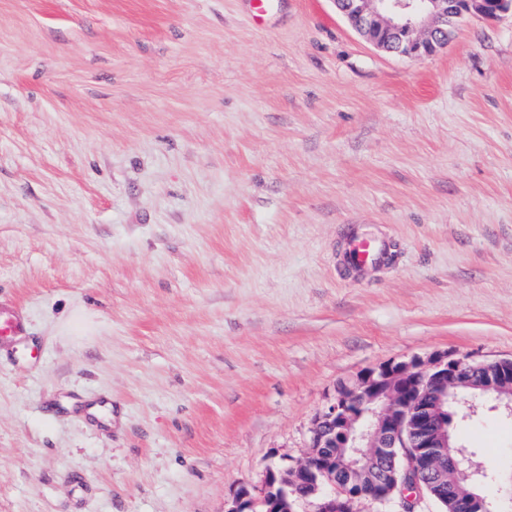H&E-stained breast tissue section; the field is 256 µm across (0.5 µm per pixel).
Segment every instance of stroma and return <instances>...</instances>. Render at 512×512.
<instances>
[{"label": "stroma", "instance_id": "35a3bbf8", "mask_svg": "<svg viewBox=\"0 0 512 512\" xmlns=\"http://www.w3.org/2000/svg\"><path fill=\"white\" fill-rule=\"evenodd\" d=\"M10 305L0 512H226L360 372L512 359V17L401 57L332 0H0ZM456 432L512 476L493 399ZM348 259L357 268L384 262L388 256L387 245L378 239H369L351 230L348 236Z\"/></svg>", "mask_w": 512, "mask_h": 512}]
</instances>
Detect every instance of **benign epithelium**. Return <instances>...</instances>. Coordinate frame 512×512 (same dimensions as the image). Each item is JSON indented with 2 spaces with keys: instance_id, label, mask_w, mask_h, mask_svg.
Instances as JSON below:
<instances>
[{
  "instance_id": "benign-epithelium-1",
  "label": "benign epithelium",
  "mask_w": 512,
  "mask_h": 512,
  "mask_svg": "<svg viewBox=\"0 0 512 512\" xmlns=\"http://www.w3.org/2000/svg\"><path fill=\"white\" fill-rule=\"evenodd\" d=\"M337 12L379 50L403 57L432 55L448 44L466 18L497 20L512 14V0H333ZM499 401L512 396V359L475 367L453 352L393 360L340 386L311 428L305 457L269 468L262 486L235 498L226 512H359L383 504L380 470L403 457L397 512H418L424 488L448 493L453 512H489L467 458L448 452L449 391Z\"/></svg>"
}]
</instances>
